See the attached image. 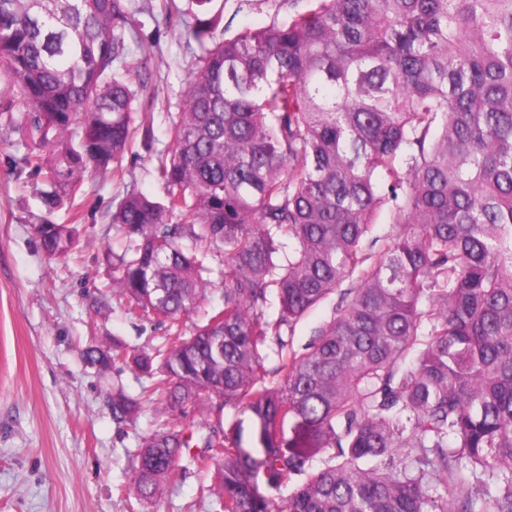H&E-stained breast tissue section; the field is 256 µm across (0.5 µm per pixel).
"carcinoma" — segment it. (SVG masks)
<instances>
[{"mask_svg": "<svg viewBox=\"0 0 512 512\" xmlns=\"http://www.w3.org/2000/svg\"><path fill=\"white\" fill-rule=\"evenodd\" d=\"M192 2L164 194L131 191L112 214L125 245L110 293L163 343L83 351L150 381L112 386L116 425L143 402L198 413L142 438L133 490L159 497L197 448L223 512H512V0H310L225 40L218 0ZM138 12L0 0L14 80L0 110L30 108L23 163L76 221L87 171L117 177L135 145L154 151V93L132 81ZM381 214L392 228L375 236ZM77 233L37 227L51 258ZM215 262L224 307L208 310ZM336 293L295 350L297 323ZM304 473L280 508L259 490L261 474L278 490Z\"/></svg>", "mask_w": 512, "mask_h": 512, "instance_id": "cac0c4a2", "label": "carcinoma"}]
</instances>
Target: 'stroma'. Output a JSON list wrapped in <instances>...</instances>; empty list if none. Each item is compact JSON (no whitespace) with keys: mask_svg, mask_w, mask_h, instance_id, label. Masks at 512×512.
<instances>
[{"mask_svg":"<svg viewBox=\"0 0 512 512\" xmlns=\"http://www.w3.org/2000/svg\"><path fill=\"white\" fill-rule=\"evenodd\" d=\"M143 49L138 70L156 95L155 147L165 149L169 104L177 103L190 73V51L179 19H167L163 0H139ZM291 0H219V25L230 39L248 27L288 19ZM23 106L0 115V512H214L200 488L215 469L189 468L162 497L139 500L129 491V459L141 433L159 418L142 405L136 429L118 428L106 407L115 383L138 394L145 378L123 365L107 373L87 366L88 344L108 348L160 346L156 324L126 314L117 301L101 305L112 283L106 255L119 250L111 216L129 191L160 196L157 159L136 150L123 177L85 179L76 256L63 264L42 251L36 227L68 223L66 211L49 212L41 197L50 186L26 167L16 126Z\"/></svg>","mask_w":512,"mask_h":512,"instance_id":"35a3bbf8","label":"stroma"}]
</instances>
